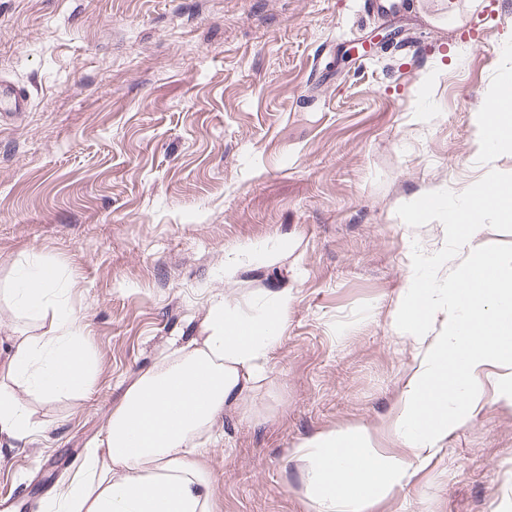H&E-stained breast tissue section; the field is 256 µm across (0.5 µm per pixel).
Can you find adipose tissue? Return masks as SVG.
Listing matches in <instances>:
<instances>
[{
  "label": "adipose tissue",
  "mask_w": 512,
  "mask_h": 512,
  "mask_svg": "<svg viewBox=\"0 0 512 512\" xmlns=\"http://www.w3.org/2000/svg\"><path fill=\"white\" fill-rule=\"evenodd\" d=\"M287 239L252 244L224 258V280L235 282L243 260L275 266ZM49 267L16 279L1 298L29 315L52 310L50 333L17 337L0 365V434L22 439L36 425L14 389L50 399L78 396L92 385V363L79 319ZM287 289L246 305L214 303L202 337L176 348L165 365L140 374L113 409L105 445L90 449L83 468L47 512H216L198 439L211 433L226 405L244 402L265 379L268 357L288 325ZM316 512H367L403 489L410 462L380 452L367 428L323 433L298 446Z\"/></svg>",
  "instance_id": "obj_1"
}]
</instances>
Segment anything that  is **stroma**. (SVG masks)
I'll return each mask as SVG.
<instances>
[{"label":"stroma","instance_id":"35a3bbf8","mask_svg":"<svg viewBox=\"0 0 512 512\" xmlns=\"http://www.w3.org/2000/svg\"><path fill=\"white\" fill-rule=\"evenodd\" d=\"M0 0V81L26 112L0 120V289L58 268L88 334L81 397L16 393L39 434L0 436L12 512L46 502L103 447L112 410L172 344L201 336L213 301L288 289V327L246 404L202 440L218 512H315L294 448L367 426L412 460L371 512H512V367L477 371L471 419L413 459L391 429L425 349L398 335L418 228L399 205L459 193L489 168L477 113L512 82V0ZM393 44L354 55L374 34ZM287 237L275 266L224 256ZM0 301L13 336L50 329Z\"/></svg>","mask_w":512,"mask_h":512}]
</instances>
